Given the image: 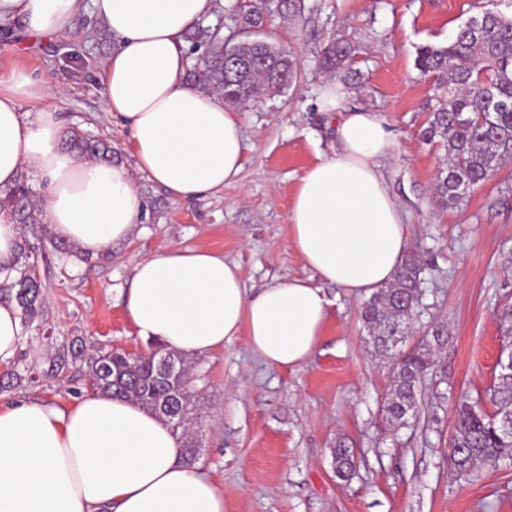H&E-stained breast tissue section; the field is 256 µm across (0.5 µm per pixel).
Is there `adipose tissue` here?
<instances>
[{"instance_id":"adipose-tissue-1","label":"adipose tissue","mask_w":512,"mask_h":512,"mask_svg":"<svg viewBox=\"0 0 512 512\" xmlns=\"http://www.w3.org/2000/svg\"><path fill=\"white\" fill-rule=\"evenodd\" d=\"M86 7L116 42L100 95L128 134L133 163L64 151L63 120L44 104L49 81L18 70L0 80V187L30 169L48 187L53 236L92 256L139 224L135 174L173 200L206 199L239 177L248 146L223 98L185 80L183 36L212 15L215 0H0V18L58 34ZM323 97L339 114L338 147L300 178L288 214L291 245L320 284L278 280L251 295L223 253L170 246L135 265L123 294L137 336L190 357L243 335L265 363L296 369L316 352L329 318L324 285L365 297L391 281L409 248L379 171L395 135L379 113L342 108L334 86ZM0 512H224V492L183 460L164 419L90 391L65 408L34 399L0 406Z\"/></svg>"}]
</instances>
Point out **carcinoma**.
<instances>
[{"label": "carcinoma", "mask_w": 512, "mask_h": 512, "mask_svg": "<svg viewBox=\"0 0 512 512\" xmlns=\"http://www.w3.org/2000/svg\"><path fill=\"white\" fill-rule=\"evenodd\" d=\"M279 9L277 0H249L236 10L233 21L246 28H262ZM202 35L204 65L191 70L192 81L202 90L221 95L228 107L245 110L256 99L272 90L281 92L292 83L296 73L293 54L260 62L236 75L228 67L229 59L249 58L256 46H232L231 39L224 38L218 29L206 28ZM350 56V46L336 41L325 49L324 64L338 71ZM416 67L422 76L433 80L434 105L429 109L424 137L442 141L448 155V166L438 175L436 191L441 201L454 205L468 189L488 181L504 161L512 159V15L482 10L461 24L448 43L420 46ZM62 147L79 158L112 161V147L74 130ZM5 208L13 212L20 233L14 264L0 281V299L15 303L28 328L42 316L44 308L43 283L35 267L38 254L48 245L57 251L61 245L43 223V204L25 177L0 195V209ZM421 267L420 256L407 253L394 281L374 293L361 311L362 321L371 331L374 352L390 359L392 381L382 413L387 423L397 428L413 417L417 393L436 374L432 348L426 342L397 352L391 349L397 336L401 343L407 342L403 329L426 308L420 287ZM166 353L187 369L182 356L159 344L148 354L133 358L104 344L88 350L81 343H72L49 359V371L61 373L69 366V359H78L95 390L131 398L156 414L170 404L175 412L166 421L173 429L186 431L194 424L192 379L187 372L176 379L162 375L158 360ZM486 400L492 406V416L468 397L456 406L450 461L460 474L478 463L494 464L512 457V438L504 437L500 427L501 419L512 417V372L501 371ZM354 468L353 448L338 442L334 448L336 477L347 480Z\"/></svg>", "instance_id": "carcinoma-1"}]
</instances>
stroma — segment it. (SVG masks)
I'll return each instance as SVG.
<instances>
[{
  "instance_id": "obj_1",
  "label": "stroma",
  "mask_w": 512,
  "mask_h": 512,
  "mask_svg": "<svg viewBox=\"0 0 512 512\" xmlns=\"http://www.w3.org/2000/svg\"><path fill=\"white\" fill-rule=\"evenodd\" d=\"M487 8L512 14V0H296L264 33L293 51L297 73L284 91L240 112L251 149L239 178L219 196L179 202L144 175L135 185L145 211L133 235L107 254H49L40 264L43 321L26 330L0 376L15 374L0 404L19 398L61 407L87 385L81 364L48 373V360L73 339L132 353L150 345L135 333L122 294L141 259L170 245L213 249L240 268L248 293L313 271L290 243L288 212L300 178L336 148V113L323 89L334 83L343 104L382 114L396 136L380 171L409 226L410 248L424 261L427 309L417 335L447 329L437 385H426L410 427H388L383 397L386 360L372 356L362 298L325 286L330 318L320 345L302 367L263 363L239 336L224 349L190 359L199 399L197 462L224 488V512H512V460L454 471L449 441L460 396L485 394L512 349V165L439 205L435 182L447 162L441 145L423 140L431 82L420 76L418 46L443 44L471 15ZM350 44L357 76L327 73L322 51ZM88 12L57 36H31L0 20V79L17 68L46 75L64 93L50 98L67 128L111 143L131 164L128 135L105 111L98 67L111 53ZM354 448L350 480L336 477L337 441Z\"/></svg>"
}]
</instances>
